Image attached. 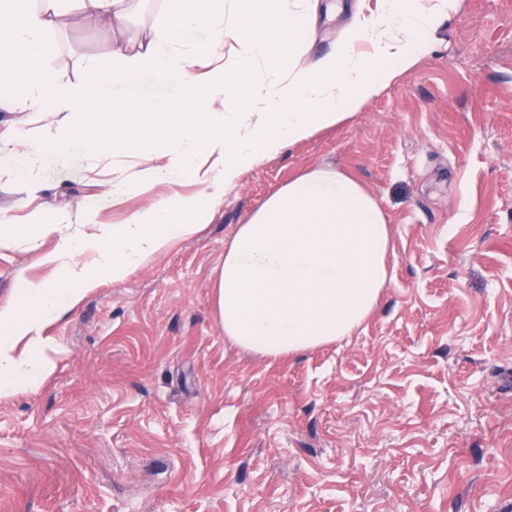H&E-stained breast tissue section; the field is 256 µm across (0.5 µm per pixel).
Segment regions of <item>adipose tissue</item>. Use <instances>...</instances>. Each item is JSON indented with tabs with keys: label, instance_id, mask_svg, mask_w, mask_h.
<instances>
[{
	"label": "adipose tissue",
	"instance_id": "1",
	"mask_svg": "<svg viewBox=\"0 0 512 512\" xmlns=\"http://www.w3.org/2000/svg\"><path fill=\"white\" fill-rule=\"evenodd\" d=\"M135 0H0V157L22 156L28 196L41 198L44 151L83 141L92 181L127 179L117 160H152L149 184L187 172L198 190L149 203L124 223L94 225L63 238L43 260L55 281H25L20 303L0 307V399L38 388L53 372L49 326L97 285L122 281L165 250L172 235L197 233L243 174L353 117L430 48L458 0H378L355 7L328 52L310 55L319 16L334 0H164V22L126 39ZM95 21L108 61L84 59L70 81L49 64L54 23L71 10ZM210 37L190 43L187 31ZM369 52H361V45ZM178 78L169 104L135 96L144 76ZM69 113L40 137L26 113ZM391 226L374 196L351 174L308 168L266 197L224 247L217 306L224 336L268 359L346 338L376 309L391 281Z\"/></svg>",
	"mask_w": 512,
	"mask_h": 512
}]
</instances>
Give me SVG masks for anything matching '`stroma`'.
Masks as SVG:
<instances>
[{"mask_svg":"<svg viewBox=\"0 0 512 512\" xmlns=\"http://www.w3.org/2000/svg\"><path fill=\"white\" fill-rule=\"evenodd\" d=\"M50 63L108 61L72 12ZM78 144L48 151L56 212L120 224L196 187L171 172L105 197ZM353 172L392 227L393 280L352 336L279 359L227 340L224 245L297 172ZM0 250V306L50 280ZM55 368L0 399V512H512V0H461L430 51L348 122L247 171L214 218L48 330Z\"/></svg>","mask_w":512,"mask_h":512,"instance_id":"stroma-1","label":"stroma"}]
</instances>
